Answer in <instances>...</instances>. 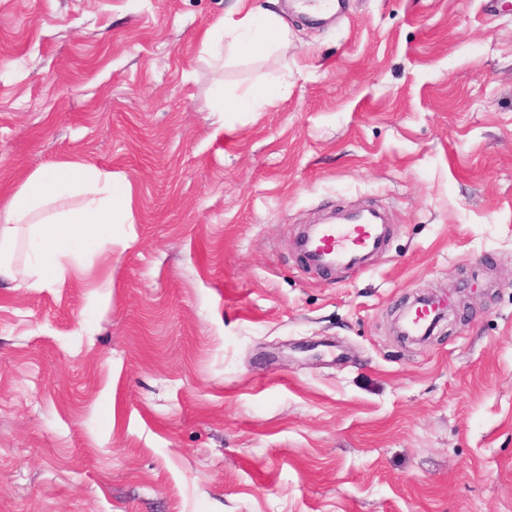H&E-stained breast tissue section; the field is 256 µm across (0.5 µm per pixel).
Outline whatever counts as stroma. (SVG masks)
<instances>
[{
  "label": "stroma",
  "instance_id": "stroma-1",
  "mask_svg": "<svg viewBox=\"0 0 512 512\" xmlns=\"http://www.w3.org/2000/svg\"><path fill=\"white\" fill-rule=\"evenodd\" d=\"M258 2L287 48L218 71L233 0H0V189L133 193L111 251L0 287V512H512V0ZM370 206L365 272L308 265ZM256 104V100L247 91L240 94H226L224 90H219L212 98L211 106L213 112H236L247 110Z\"/></svg>",
  "mask_w": 512,
  "mask_h": 512
}]
</instances>
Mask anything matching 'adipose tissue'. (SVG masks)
Returning a JSON list of instances; mask_svg holds the SVG:
<instances>
[{"instance_id":"adipose-tissue-1","label":"adipose tissue","mask_w":512,"mask_h":512,"mask_svg":"<svg viewBox=\"0 0 512 512\" xmlns=\"http://www.w3.org/2000/svg\"><path fill=\"white\" fill-rule=\"evenodd\" d=\"M288 40L273 11L234 0L222 23L206 31L204 43L216 69L229 60L277 52ZM81 194L79 208L66 207L69 196ZM129 185L115 183L111 174L63 160L29 176L15 191L0 194V283L15 280L13 254L26 244L35 261L27 268L31 287L62 282L74 269L78 253L105 251L99 226L121 224L132 214Z\"/></svg>"}]
</instances>
